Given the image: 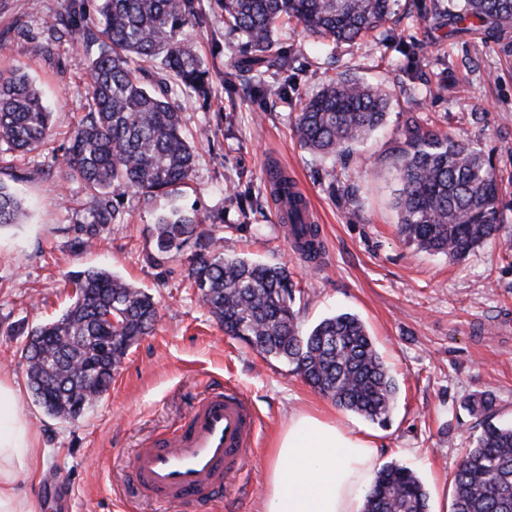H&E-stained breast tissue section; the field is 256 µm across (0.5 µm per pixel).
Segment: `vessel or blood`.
Wrapping results in <instances>:
<instances>
[{
    "mask_svg": "<svg viewBox=\"0 0 512 512\" xmlns=\"http://www.w3.org/2000/svg\"><path fill=\"white\" fill-rule=\"evenodd\" d=\"M256 413L239 392L210 389L176 431L136 452L132 476L140 494L160 504L202 507L217 500L254 452Z\"/></svg>",
    "mask_w": 512,
    "mask_h": 512,
    "instance_id": "obj_1",
    "label": "vessel or blood"
}]
</instances>
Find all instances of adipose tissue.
<instances>
[{
	"mask_svg": "<svg viewBox=\"0 0 512 512\" xmlns=\"http://www.w3.org/2000/svg\"><path fill=\"white\" fill-rule=\"evenodd\" d=\"M21 400V388L0 373V512H30L19 477L39 480L46 458ZM376 459L369 432L331 415H293L275 444L260 512H363Z\"/></svg>",
	"mask_w": 512,
	"mask_h": 512,
	"instance_id": "obj_1",
	"label": "adipose tissue"
}]
</instances>
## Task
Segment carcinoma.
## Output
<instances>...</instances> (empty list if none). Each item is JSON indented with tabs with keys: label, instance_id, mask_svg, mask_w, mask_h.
I'll return each mask as SVG.
<instances>
[{
	"label": "carcinoma",
	"instance_id": "carcinoma-1",
	"mask_svg": "<svg viewBox=\"0 0 512 512\" xmlns=\"http://www.w3.org/2000/svg\"><path fill=\"white\" fill-rule=\"evenodd\" d=\"M203 0H98V20L78 10L51 19V41L70 38L87 57L88 112L74 129L59 163L61 179L91 200L93 231L122 218L128 193L149 198L172 192L193 175L195 152L182 132L172 97L192 94L207 104L210 71L183 30L202 14ZM397 0H214L224 28L241 34L253 57L249 69L260 92H287L296 55L275 50L274 35L294 20L316 39L353 41L385 24ZM451 36L502 35L512 30V0H433L423 15ZM387 94L340 78L306 99L294 116L300 148L323 157L344 152L384 121ZM52 112L20 67L0 70V156L29 153L51 131ZM394 206L400 232L418 247L459 261L499 236L502 184L492 162L447 133L411 123L402 130ZM23 199L0 182V226L22 224ZM206 218L179 208L154 224L158 256L195 241L186 277L224 332L245 340L265 358L295 371L342 408L373 422L388 421L397 384L363 322L354 314L323 318L300 329L292 308L288 268L229 257L217 239L199 231ZM294 246L320 254V228L293 207L287 226ZM74 296L53 321L29 333L22 350L36 401L53 417L74 421L112 383L129 348L157 321L153 296L111 271L87 268L69 277ZM473 413L492 416L494 399L471 396ZM365 512H429L416 474L391 463L381 468ZM451 512H512V425L485 422L454 476Z\"/></svg>",
	"mask_w": 512,
	"mask_h": 512
}]
</instances>
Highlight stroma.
Masks as SVG:
<instances>
[{"label":"stroma","mask_w":512,"mask_h":512,"mask_svg":"<svg viewBox=\"0 0 512 512\" xmlns=\"http://www.w3.org/2000/svg\"><path fill=\"white\" fill-rule=\"evenodd\" d=\"M414 2L396 25L352 42L320 41L285 25L278 46L298 57L284 97L255 96L249 72L225 77V63L244 58L241 41L225 30L218 8L207 9L185 34L214 92L205 105L177 99L184 130L196 139L194 175L170 196H126L122 223L106 225L88 247L82 227L90 203L58 172L88 110L87 59L68 40L48 41L45 28L72 0H0V70L24 67L53 112L43 146L0 161V181L30 209L26 223L0 227V368L23 387L20 412L49 450L41 482L19 480L31 512H256L272 442L297 412L333 413L375 431L378 466L407 465L428 492L429 512H450L454 475L481 431L469 396L492 394L496 421L512 424V255L503 244L512 238V33L451 39L423 22L431 0ZM339 77L385 90L388 115L364 142L327 161L299 147L292 121L300 100ZM410 118L492 158L506 183L502 240L452 262L400 235L393 165ZM274 168L298 182L317 212L325 249L316 260L295 252L276 219L266 182ZM174 205L206 216L201 229L220 237L225 254L286 266L303 330L338 312L363 320L398 383L387 426L336 407L287 363L225 335L184 279L195 246L168 260L155 252L156 217ZM89 267L145 289L158 322L94 406L69 422L47 415L27 390L21 351L28 331L69 305V275ZM214 384L242 393L259 419L242 473L205 511L134 497L136 449L180 425Z\"/></svg>","instance_id":"stroma-1"}]
</instances>
